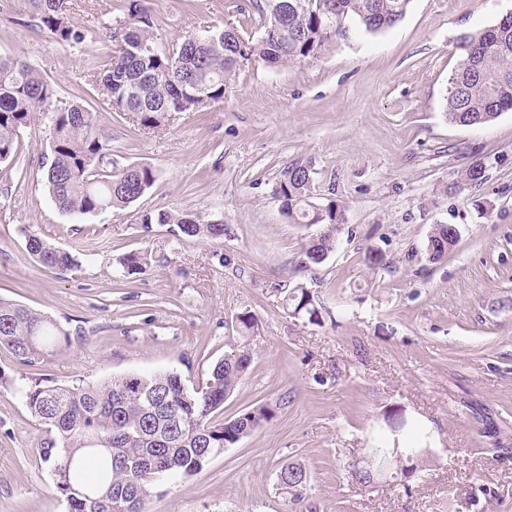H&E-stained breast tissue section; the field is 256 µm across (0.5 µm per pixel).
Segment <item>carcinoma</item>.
I'll list each match as a JSON object with an SVG mask.
<instances>
[{"mask_svg": "<svg viewBox=\"0 0 512 512\" xmlns=\"http://www.w3.org/2000/svg\"><path fill=\"white\" fill-rule=\"evenodd\" d=\"M35 30L60 44H80L82 29L71 15L68 0H27ZM410 0H263L250 2L267 17L254 38L228 27L209 32L201 42L188 36L178 54L154 40L156 19L141 0H130L128 18L109 29L110 51L85 67V78L111 109L134 115L142 130L165 125L172 112H205L224 102L229 80L239 69L236 56L247 52L251 61L269 67L314 60L348 40L356 30L377 33L393 27L406 15ZM288 30V41L268 35ZM459 61L449 79L445 112L462 125L485 124L512 111V12L495 24L459 35ZM51 130L50 160L44 187L55 207L76 217L123 209L138 201L155 183L156 171L142 164L116 166L110 158V138L96 115L78 103H57L56 92L42 74L19 59L0 58V164L15 165L21 130L37 116ZM490 162L474 158L447 188H476L488 179ZM308 165L295 162L281 173L274 195L295 224L317 225L301 260L303 267L322 263L336 245L343 214L336 202L314 206L313 180ZM140 223L174 224L188 239L224 238L221 222H204L186 211L146 212ZM458 243L451 224H436L427 238L429 260L444 258ZM26 248L50 270L79 266L72 253L26 233ZM120 280L132 283L149 265L147 254L131 251L118 259ZM294 315L319 316L310 291L302 284L284 297ZM70 344V334L49 316L0 298V348L22 365L39 360ZM251 364L250 354L237 351L211 368L205 384L188 387L174 371L128 374L82 385H60L33 378L21 390L26 407L50 437L40 456L51 467L56 492L68 512H123L133 502L146 504L164 480L195 475L215 453L239 443L274 416L262 405L236 417L216 419L224 401L236 390ZM424 448L404 450L401 475L409 482L420 475ZM306 471L298 464L281 466L279 490L299 501Z\"/></svg>", "mask_w": 512, "mask_h": 512, "instance_id": "1", "label": "carcinoma"}]
</instances>
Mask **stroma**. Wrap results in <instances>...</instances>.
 I'll use <instances>...</instances> for the list:
<instances>
[{"label": "stroma", "mask_w": 512, "mask_h": 512, "mask_svg": "<svg viewBox=\"0 0 512 512\" xmlns=\"http://www.w3.org/2000/svg\"><path fill=\"white\" fill-rule=\"evenodd\" d=\"M246 2L146 5L159 42L172 45L237 25ZM126 4L69 0L86 38L68 45L37 35L22 0H0V57L27 61L61 100L82 95L112 138L117 166L157 172L130 207L76 219L44 189L46 119L21 133L24 179L0 165V296L73 336L32 367L0 350V512H67L39 457L47 428L15 386L174 370L195 387L234 350L248 351L251 365L223 418L259 405L274 417L193 477L163 482L147 512H512V457L494 450L472 413L484 408L512 442V112L474 126L445 115L456 38L493 25L512 0H411L397 26L356 32L318 60L241 67L223 103L171 114L149 133L80 83ZM477 154L493 162L488 180L448 193ZM295 162L316 170V203L336 201L344 213L335 250L308 268L301 259L313 230L289 223L273 194ZM160 210L224 222V239L140 224V214ZM436 224L455 225L459 241L431 263L425 244ZM29 231L80 267H42L26 250ZM372 248L386 269L369 266ZM130 251L147 253L149 266L123 285L117 260ZM300 284L318 321L283 304ZM244 313L258 320L253 335L241 333ZM421 431L429 450L410 487L351 481L368 448ZM286 463L307 473L301 501L276 488Z\"/></svg>", "instance_id": "35a3bbf8"}]
</instances>
